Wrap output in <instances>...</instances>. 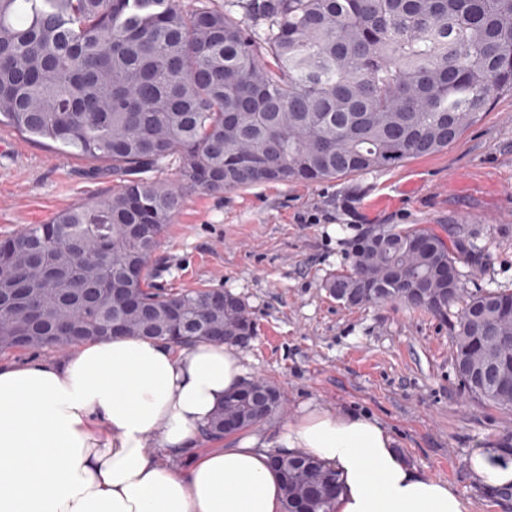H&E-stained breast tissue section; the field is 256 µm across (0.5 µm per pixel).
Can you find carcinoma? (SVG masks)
Returning <instances> with one entry per match:
<instances>
[{"mask_svg": "<svg viewBox=\"0 0 512 512\" xmlns=\"http://www.w3.org/2000/svg\"><path fill=\"white\" fill-rule=\"evenodd\" d=\"M0 0V126L28 140L112 161L120 192L30 224L8 242L0 274V351L67 348L112 336L189 345L235 322L227 291L160 292L149 262L185 186L212 193L264 182L320 181L392 169L456 142L497 96L512 91V0ZM179 162L178 183L144 174ZM386 246L330 277L386 284L394 300L440 318L463 287L435 305L408 300L396 273L422 282L463 254L431 229H383ZM512 293L465 302L452 328L468 394L511 409L470 365L488 355L471 319L512 324ZM239 430L269 419L234 403ZM224 409L203 431L224 438ZM288 469L287 512H333L336 473L308 456Z\"/></svg>", "mask_w": 512, "mask_h": 512, "instance_id": "1", "label": "carcinoma"}]
</instances>
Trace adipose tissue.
Returning <instances> with one entry per match:
<instances>
[{"label":"adipose tissue","mask_w":512,"mask_h":512,"mask_svg":"<svg viewBox=\"0 0 512 512\" xmlns=\"http://www.w3.org/2000/svg\"><path fill=\"white\" fill-rule=\"evenodd\" d=\"M244 375L237 346L126 335L61 361L0 362V512H284L258 436L198 446ZM277 443L336 472L334 512L471 510L454 485L410 466L365 414L310 406ZM183 454L185 467L175 462ZM469 468L487 489L512 487V459L496 449H476Z\"/></svg>","instance_id":"adipose-tissue-1"}]
</instances>
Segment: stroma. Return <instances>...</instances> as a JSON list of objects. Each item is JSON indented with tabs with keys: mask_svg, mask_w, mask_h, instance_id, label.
Returning <instances> with one entry per match:
<instances>
[{
	"mask_svg": "<svg viewBox=\"0 0 512 512\" xmlns=\"http://www.w3.org/2000/svg\"><path fill=\"white\" fill-rule=\"evenodd\" d=\"M122 187L111 162L33 143L0 126V239ZM369 224L428 227L469 249L467 294L512 291V92L447 150L400 167L317 183L276 182L211 193L187 188L150 268L166 291L227 290L255 335L240 351L247 379L276 386L283 408L253 426L274 446L308 405L367 413L420 473L450 482L471 512H512L469 469L477 448L512 442V409L469 395L447 318L396 301L348 307L327 279L349 269Z\"/></svg>",
	"mask_w": 512,
	"mask_h": 512,
	"instance_id": "1",
	"label": "stroma"
}]
</instances>
